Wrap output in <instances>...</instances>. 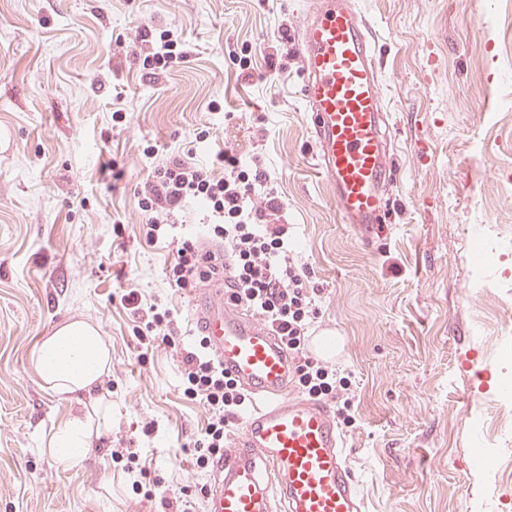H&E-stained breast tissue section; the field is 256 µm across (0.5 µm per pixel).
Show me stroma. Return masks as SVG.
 Here are the masks:
<instances>
[{"mask_svg": "<svg viewBox=\"0 0 512 512\" xmlns=\"http://www.w3.org/2000/svg\"><path fill=\"white\" fill-rule=\"evenodd\" d=\"M359 4L393 142L391 208L369 227L342 223L312 167L295 49L309 0H0V512H163L210 484L182 449L206 414L182 395L176 352L140 362L117 297L135 283L191 342L190 300L163 271L172 247L145 244L134 190L147 143L179 154L203 125L198 155L265 161L320 290L315 326L344 338L333 365L353 383L344 439L365 512H512V0ZM147 24L191 50L153 84L136 56ZM477 232L499 249L478 277ZM80 316L112 349V430L71 468L44 440L77 406L32 353ZM116 448L151 460L152 497Z\"/></svg>", "mask_w": 512, "mask_h": 512, "instance_id": "obj_1", "label": "stroma"}]
</instances>
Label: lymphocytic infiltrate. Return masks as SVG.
<instances>
[{
  "label": "lymphocytic infiltrate",
  "mask_w": 512,
  "mask_h": 512,
  "mask_svg": "<svg viewBox=\"0 0 512 512\" xmlns=\"http://www.w3.org/2000/svg\"><path fill=\"white\" fill-rule=\"evenodd\" d=\"M140 42L142 72L153 81L189 56L185 40L169 29L144 28ZM158 153L157 145L144 147V156L154 165L134 195L145 243L173 242V258L164 268L169 288L191 295L205 283L222 282L231 305L261 317L288 349L294 359V386L309 398L338 403L341 425L353 427L350 377L305 349L318 315L319 290L306 266L288 251V227L282 222L285 203L264 162L256 156L245 163L228 151L205 162L179 155L161 161ZM194 201L203 203L204 232L220 243V252L205 250L191 237L171 238L168 219ZM120 301L136 321L133 333L140 349L149 350L158 342L178 349L182 394L206 413L204 426L184 449L197 470H209L223 457L232 427L246 413L249 393L225 373L205 336H196L187 347L180 344L170 308L143 303L133 286L122 289Z\"/></svg>",
  "instance_id": "f902f5d3"
}]
</instances>
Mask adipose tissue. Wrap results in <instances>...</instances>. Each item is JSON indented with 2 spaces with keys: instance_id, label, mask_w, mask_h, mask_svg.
<instances>
[{
  "instance_id": "obj_1",
  "label": "adipose tissue",
  "mask_w": 512,
  "mask_h": 512,
  "mask_svg": "<svg viewBox=\"0 0 512 512\" xmlns=\"http://www.w3.org/2000/svg\"><path fill=\"white\" fill-rule=\"evenodd\" d=\"M34 367L53 394L77 404L78 409L46 445L58 459L79 465L88 450L112 427V398L102 393L103 378L112 371L111 347L99 326L88 319L62 324L34 353Z\"/></svg>"
}]
</instances>
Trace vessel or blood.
<instances>
[{
  "mask_svg": "<svg viewBox=\"0 0 512 512\" xmlns=\"http://www.w3.org/2000/svg\"><path fill=\"white\" fill-rule=\"evenodd\" d=\"M375 43L357 0H314L300 25L315 159L345 224L380 223L389 202V120ZM194 307L216 358L254 401L215 470L207 512H365L334 411L292 393V360L279 338L229 305L223 289H199ZM305 347L329 359L335 338L314 335Z\"/></svg>",
  "mask_w": 512,
  "mask_h": 512,
  "instance_id": "b4317fda",
  "label": "vessel or blood"
}]
</instances>
